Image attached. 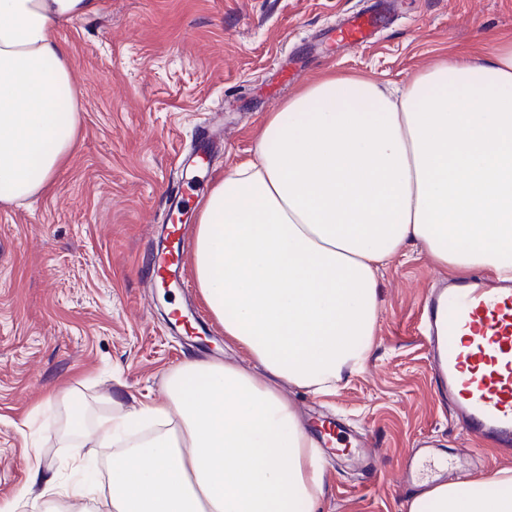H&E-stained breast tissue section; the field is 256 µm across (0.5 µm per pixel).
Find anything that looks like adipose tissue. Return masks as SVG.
Returning a JSON list of instances; mask_svg holds the SVG:
<instances>
[{
	"label": "adipose tissue",
	"instance_id": "ef3b65f1",
	"mask_svg": "<svg viewBox=\"0 0 512 512\" xmlns=\"http://www.w3.org/2000/svg\"><path fill=\"white\" fill-rule=\"evenodd\" d=\"M98 0H0V203L45 193L77 136L79 91L61 21ZM196 286L225 337L267 379L193 360L166 398L96 429L107 492L74 455L46 495L98 512H319L322 451L276 389L329 392L359 367L377 320L376 271L410 242L466 274L512 271V39L455 57L399 98L359 75H324L271 113L251 155L196 219ZM408 512H512V476L441 483Z\"/></svg>",
	"mask_w": 512,
	"mask_h": 512
}]
</instances>
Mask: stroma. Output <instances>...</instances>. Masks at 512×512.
<instances>
[{
	"mask_svg": "<svg viewBox=\"0 0 512 512\" xmlns=\"http://www.w3.org/2000/svg\"><path fill=\"white\" fill-rule=\"evenodd\" d=\"M368 0H99L64 21L71 78L81 93L72 155L29 205H0V500L30 486V463L65 478L74 445L61 437L76 391L86 429L142 402L165 398L166 381L194 359L250 366L223 334L169 332L168 305L204 310L197 289L152 286L148 254L168 221L181 148L208 121L224 119V148L200 172V200L226 169L249 157L257 130L318 74H358L403 87L444 58L487 55L512 38V0H399L365 45L336 47L280 85L288 56L319 48ZM443 268L419 245L379 267L377 327L362 366L316 394L284 384L303 423L333 416L367 429L375 471L329 457L322 512H405L399 483L408 448L430 438L437 463L476 479L512 472L496 450L473 442L438 401L420 305Z\"/></svg>",
	"mask_w": 512,
	"mask_h": 512,
	"instance_id": "35a3bbf8",
	"label": "stroma"
}]
</instances>
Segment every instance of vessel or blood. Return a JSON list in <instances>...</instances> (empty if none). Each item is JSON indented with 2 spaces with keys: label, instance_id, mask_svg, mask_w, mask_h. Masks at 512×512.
Segmentation results:
<instances>
[{
  "label": "vessel or blood",
  "instance_id": "1",
  "mask_svg": "<svg viewBox=\"0 0 512 512\" xmlns=\"http://www.w3.org/2000/svg\"><path fill=\"white\" fill-rule=\"evenodd\" d=\"M388 4L343 19L336 39L349 46L369 43L382 24ZM223 133L203 131L196 147L181 160L189 174H196ZM173 216L165 227L163 247L157 251L154 277L162 286L183 282L189 249L181 217L190 200L176 191L168 200ZM424 331L433 360L434 383L447 394L448 409L471 439L495 448L512 447V280L492 279L477 273L464 281L451 280L428 291L423 299ZM320 440L337 455H352L345 446L338 423L323 422ZM427 444L408 449L402 467L405 481H413L422 458L432 455Z\"/></svg>",
  "mask_w": 512,
  "mask_h": 512
}]
</instances>
